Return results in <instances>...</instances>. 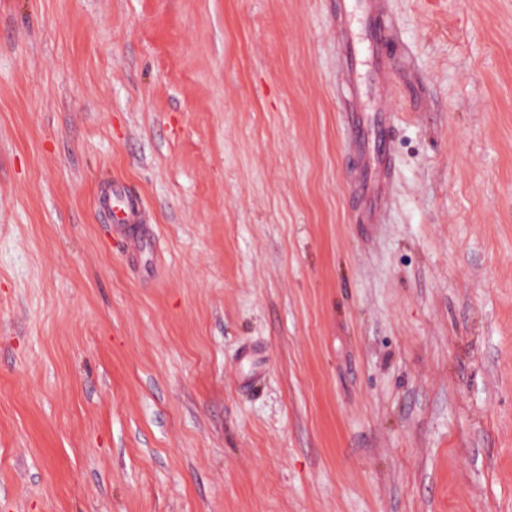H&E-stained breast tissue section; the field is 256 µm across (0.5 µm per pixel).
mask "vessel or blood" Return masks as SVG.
I'll use <instances>...</instances> for the list:
<instances>
[{
	"mask_svg": "<svg viewBox=\"0 0 512 512\" xmlns=\"http://www.w3.org/2000/svg\"><path fill=\"white\" fill-rule=\"evenodd\" d=\"M339 49L347 100L341 126L349 151L358 161L352 193L356 221L380 224L394 169L391 85L393 64L399 56L388 0H339ZM106 214L113 233L129 251L137 253L147 247L145 236L133 233L144 221L136 195L111 198Z\"/></svg>",
	"mask_w": 512,
	"mask_h": 512,
	"instance_id": "1",
	"label": "vessel or blood"
}]
</instances>
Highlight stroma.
Returning <instances> with one entry per match:
<instances>
[{
    "mask_svg": "<svg viewBox=\"0 0 512 512\" xmlns=\"http://www.w3.org/2000/svg\"><path fill=\"white\" fill-rule=\"evenodd\" d=\"M389 9L371 226L336 0H0V512H512V0ZM106 214L112 224V233L121 237L132 253L145 249L149 241L144 235L134 236L132 230L144 221V212L136 195L114 196L108 202Z\"/></svg>",
    "mask_w": 512,
    "mask_h": 512,
    "instance_id": "obj_1",
    "label": "stroma"
}]
</instances>
